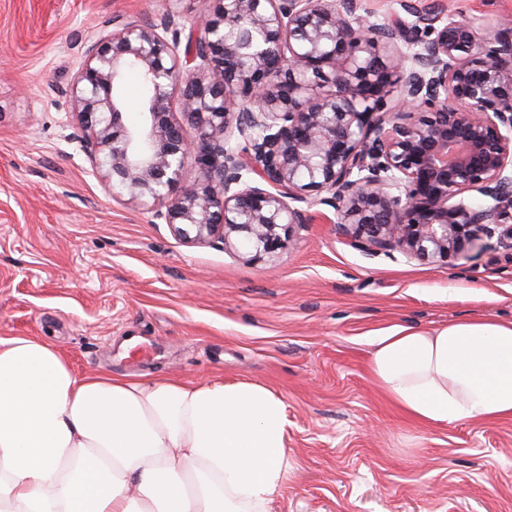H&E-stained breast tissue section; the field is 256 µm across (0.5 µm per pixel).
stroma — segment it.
<instances>
[{
  "instance_id": "stroma-1",
  "label": "stroma",
  "mask_w": 512,
  "mask_h": 512,
  "mask_svg": "<svg viewBox=\"0 0 512 512\" xmlns=\"http://www.w3.org/2000/svg\"><path fill=\"white\" fill-rule=\"evenodd\" d=\"M512 18V0H414ZM167 0H0V341L41 337L74 372L254 382L288 411L294 469L270 512H512V418L427 426L373 382L398 327L512 320V249L368 257L313 207L272 257L191 245L113 198L65 93L113 19ZM140 337L142 351L128 349Z\"/></svg>"
}]
</instances>
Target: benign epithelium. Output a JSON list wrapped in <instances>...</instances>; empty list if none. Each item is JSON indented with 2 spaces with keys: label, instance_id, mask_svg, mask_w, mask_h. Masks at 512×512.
I'll return each mask as SVG.
<instances>
[{
  "label": "benign epithelium",
  "instance_id": "1",
  "mask_svg": "<svg viewBox=\"0 0 512 512\" xmlns=\"http://www.w3.org/2000/svg\"><path fill=\"white\" fill-rule=\"evenodd\" d=\"M399 5L411 19L363 0H218L186 40L172 7L101 29L66 93L82 151L113 198L190 244L270 257L326 206L367 255L468 260L512 239V21ZM124 93L129 103V108L124 114V122L128 126H136L142 119V115L138 110V104L143 96V89L136 73L129 72L126 74Z\"/></svg>",
  "mask_w": 512,
  "mask_h": 512
}]
</instances>
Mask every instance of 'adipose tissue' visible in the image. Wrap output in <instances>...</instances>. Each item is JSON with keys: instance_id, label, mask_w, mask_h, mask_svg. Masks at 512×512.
I'll return each instance as SVG.
<instances>
[{"instance_id": "1", "label": "adipose tissue", "mask_w": 512, "mask_h": 512, "mask_svg": "<svg viewBox=\"0 0 512 512\" xmlns=\"http://www.w3.org/2000/svg\"><path fill=\"white\" fill-rule=\"evenodd\" d=\"M368 368L422 424L512 418V321L401 327ZM287 439L263 385L80 376L47 339L0 342V512H269Z\"/></svg>"}]
</instances>
